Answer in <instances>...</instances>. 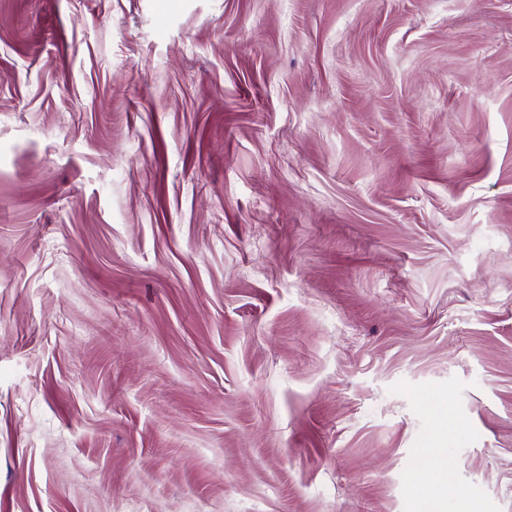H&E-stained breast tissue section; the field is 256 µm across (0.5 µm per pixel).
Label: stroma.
I'll use <instances>...</instances> for the list:
<instances>
[{"label": "stroma", "mask_w": 512, "mask_h": 512, "mask_svg": "<svg viewBox=\"0 0 512 512\" xmlns=\"http://www.w3.org/2000/svg\"><path fill=\"white\" fill-rule=\"evenodd\" d=\"M0 512H512V0H0Z\"/></svg>", "instance_id": "obj_1"}]
</instances>
